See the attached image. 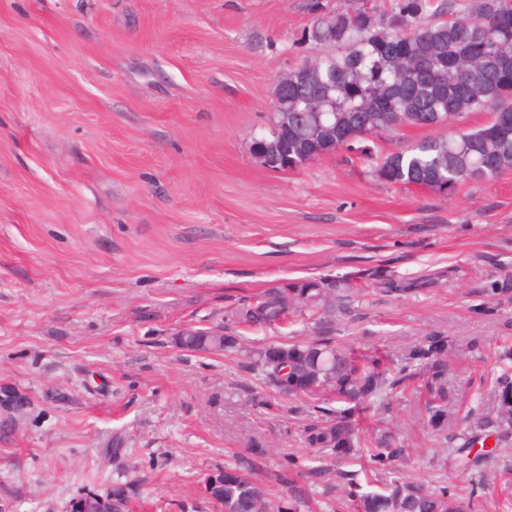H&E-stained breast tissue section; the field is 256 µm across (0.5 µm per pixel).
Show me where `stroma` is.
<instances>
[{
	"label": "stroma",
	"instance_id": "obj_1",
	"mask_svg": "<svg viewBox=\"0 0 512 512\" xmlns=\"http://www.w3.org/2000/svg\"><path fill=\"white\" fill-rule=\"evenodd\" d=\"M312 21L309 0H0V390L29 401L0 433V512H68L117 482L128 512H222L205 483L235 464L296 512H355L351 483L393 474L363 446L306 447L312 401L281 397L254 357L296 337L397 358L449 336L460 412H492L512 345V298L489 294L512 289V171L448 197L345 151L261 167L251 144L276 77L326 51L300 40ZM333 280L346 300L332 323L236 316L267 289ZM188 328L238 344L179 349ZM425 381L385 390L361 437L387 423L411 477L471 496V512H512V430L455 467ZM116 443L124 462L106 458Z\"/></svg>",
	"mask_w": 512,
	"mask_h": 512
}]
</instances>
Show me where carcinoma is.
<instances>
[{
  "mask_svg": "<svg viewBox=\"0 0 512 512\" xmlns=\"http://www.w3.org/2000/svg\"><path fill=\"white\" fill-rule=\"evenodd\" d=\"M502 0H390L387 7L362 2L340 10L310 0L313 25L302 41L324 45L328 51L315 60L288 70V104L276 109L273 126L282 130L291 151L281 159L288 169L302 166L301 138L307 133L304 115L319 111L336 115V136L354 141L363 135L393 132L385 112H409L420 125H448L474 112L490 118L480 128L459 135H440L406 150L382 154L373 172H384L392 185L413 186L426 176L448 183V194L474 180H491L512 169V17L499 15ZM342 296L336 288L311 290L297 284L265 293L243 303L237 316L253 325H270L297 308L333 312ZM185 350L222 353L235 347L233 336L213 329H192L176 336ZM457 346L447 336L430 333L409 351L406 361L392 367L387 355L358 353L336 344L331 337L315 341L281 342L257 352L267 379L284 391L275 353L296 368H306L311 400L336 404V419L313 422L304 429L310 448L349 457L355 449L344 443L357 440L354 416L371 406L382 391L400 385L418 367L428 375L427 424L436 437H448L456 413V398L448 391V358ZM496 424L512 426V374L508 369L492 379ZM370 459L394 468V478L381 492L358 495L360 512H471V498L431 489L403 476L406 449L388 427L377 429L368 443ZM474 440L464 437L455 453L464 467H473L495 449L472 453ZM106 496L113 512H126L128 487L115 485ZM224 512H269L264 490L240 467L225 466L224 485L210 493Z\"/></svg>",
  "mask_w": 512,
  "mask_h": 512,
  "instance_id": "1",
  "label": "carcinoma"
}]
</instances>
